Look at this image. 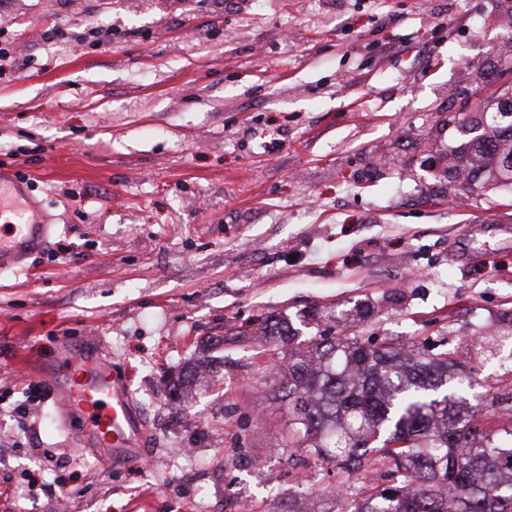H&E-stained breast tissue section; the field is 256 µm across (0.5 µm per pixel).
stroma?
I'll return each mask as SVG.
<instances>
[{
  "label": "stroma",
  "instance_id": "obj_1",
  "mask_svg": "<svg viewBox=\"0 0 512 512\" xmlns=\"http://www.w3.org/2000/svg\"><path fill=\"white\" fill-rule=\"evenodd\" d=\"M496 0H0V171L51 234L0 270V512L27 479L67 512H336V482L277 449L287 347L251 329L369 302L375 339L485 338L512 313V196L458 205L440 129L497 78ZM97 339L146 428L108 463L27 370ZM217 376L169 396L205 355ZM190 448L193 459L176 455ZM280 496H272L271 484Z\"/></svg>",
  "mask_w": 512,
  "mask_h": 512
}]
</instances>
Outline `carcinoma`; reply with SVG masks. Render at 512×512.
I'll return each mask as SVG.
<instances>
[{
	"label": "carcinoma",
	"mask_w": 512,
	"mask_h": 512,
	"mask_svg": "<svg viewBox=\"0 0 512 512\" xmlns=\"http://www.w3.org/2000/svg\"><path fill=\"white\" fill-rule=\"evenodd\" d=\"M498 21L512 44V0H498ZM496 61L500 81L448 118L444 172L464 193L512 192V50ZM370 310L338 314L331 339L299 342L290 320L263 327L296 344L280 372L288 436L277 447L341 474L338 512H512V388L463 382L452 351L353 332ZM487 415L510 421L488 429ZM372 464L380 484L351 496L349 479Z\"/></svg>",
	"instance_id": "cac0c4a2"
}]
</instances>
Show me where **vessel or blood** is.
Segmentation results:
<instances>
[{"mask_svg":"<svg viewBox=\"0 0 512 512\" xmlns=\"http://www.w3.org/2000/svg\"><path fill=\"white\" fill-rule=\"evenodd\" d=\"M49 232V225L32 218L1 225L0 269L20 263L28 250L43 246ZM42 372L55 385L60 428L76 433L78 441L103 460L137 456L143 428L133 410L132 393L97 340L62 339L54 363L43 366Z\"/></svg>","mask_w":512,"mask_h":512,"instance_id":"1","label":"vessel or blood"}]
</instances>
